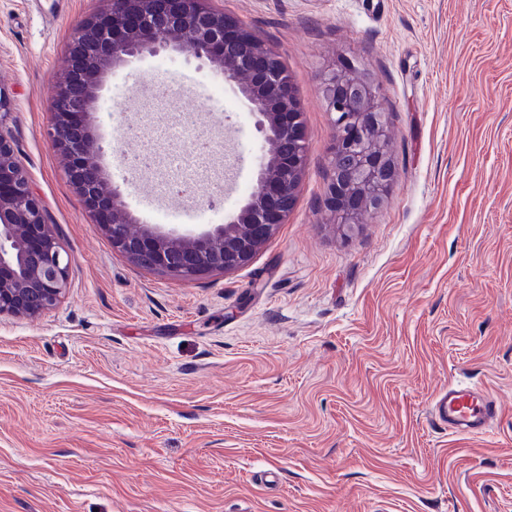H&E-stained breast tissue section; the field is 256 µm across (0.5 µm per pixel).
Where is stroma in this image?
<instances>
[{
    "label": "stroma",
    "mask_w": 512,
    "mask_h": 512,
    "mask_svg": "<svg viewBox=\"0 0 512 512\" xmlns=\"http://www.w3.org/2000/svg\"><path fill=\"white\" fill-rule=\"evenodd\" d=\"M208 4L287 64L308 155L246 266L183 277L113 247L47 136L71 37L106 0H0V133L71 260L54 309L0 316V512H512V0ZM347 62L396 171L351 233L327 206L321 93ZM137 63L148 88L112 67L87 116L105 184L167 122L174 164L221 144L180 196L230 220L269 158L255 116L190 49ZM153 85L184 91L174 112L146 116ZM451 383L497 401L489 434L433 420Z\"/></svg>",
    "instance_id": "stroma-1"
}]
</instances>
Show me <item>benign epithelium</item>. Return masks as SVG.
<instances>
[{
	"mask_svg": "<svg viewBox=\"0 0 512 512\" xmlns=\"http://www.w3.org/2000/svg\"><path fill=\"white\" fill-rule=\"evenodd\" d=\"M110 7L83 19L69 48L70 64L53 102L51 136L68 160L67 174L119 249L138 266L195 276L210 270L239 269L285 222L295 202L296 183L306 160L300 103L281 57L259 35L205 0H109ZM192 35L194 56L237 85L271 147L248 202L229 221L182 235L146 224L127 230L130 214L117 190L103 189L99 166L89 157L83 117L95 99L96 75L144 54L178 51ZM323 99L336 131L331 148L330 202L338 223L352 232L359 210L378 209L394 178L386 156L387 112L364 77L323 78ZM70 259L10 143L0 136V316L34 318L57 305L66 288Z\"/></svg>",
	"mask_w": 512,
	"mask_h": 512,
	"instance_id": "benign-epithelium-1",
	"label": "benign epithelium"
}]
</instances>
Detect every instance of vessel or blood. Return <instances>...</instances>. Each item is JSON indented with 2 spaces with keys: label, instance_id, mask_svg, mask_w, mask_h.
<instances>
[{
  "label": "vessel or blood",
  "instance_id": "obj_1",
  "mask_svg": "<svg viewBox=\"0 0 512 512\" xmlns=\"http://www.w3.org/2000/svg\"><path fill=\"white\" fill-rule=\"evenodd\" d=\"M434 410L449 433L482 434L497 414V403L481 389L456 384L436 398Z\"/></svg>",
  "mask_w": 512,
  "mask_h": 512
}]
</instances>
